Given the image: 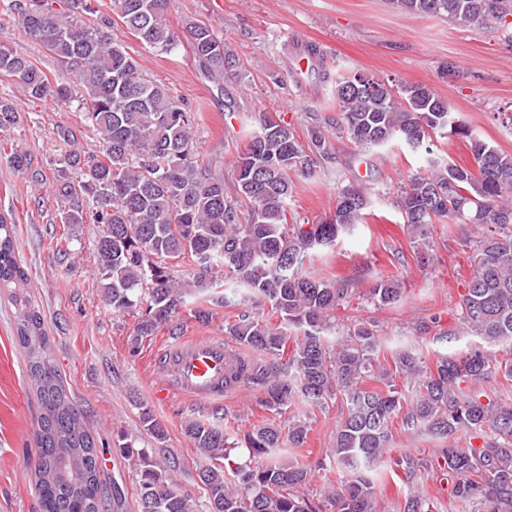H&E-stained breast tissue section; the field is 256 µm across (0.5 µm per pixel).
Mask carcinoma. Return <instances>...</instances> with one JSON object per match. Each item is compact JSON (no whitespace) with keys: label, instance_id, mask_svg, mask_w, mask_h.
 <instances>
[{"label":"carcinoma","instance_id":"carcinoma-1","mask_svg":"<svg viewBox=\"0 0 512 512\" xmlns=\"http://www.w3.org/2000/svg\"><path fill=\"white\" fill-rule=\"evenodd\" d=\"M96 0H7L0 11L56 61L50 76L27 55L0 48V75L15 80L31 102L77 104L80 123L96 132L101 154L62 155L53 168L60 222L72 233L55 249L66 257L73 230L100 224L95 248L103 300L115 313L136 315L132 343L166 328L182 330L188 300L191 316L211 318L207 305L242 301L268 303L279 324L241 314L224 322V335L263 355L241 368L244 381L262 391L265 410L280 415L296 404L324 407L342 397L347 415L336 428L332 459L346 472L340 483L312 505L298 488L312 469L287 457L308 442L310 424L300 419L288 432L272 422L231 433L221 424L190 418L184 432L207 464L199 478L207 488L208 512H378L377 490L368 472L391 453L393 427L448 441L433 459L402 452L393 473L410 483L421 472L451 481L462 505L476 500L482 512H512V400L496 401L484 383L500 375L512 381V357L497 360L482 349L425 360L412 348L390 353L377 331L361 324L330 345L324 336L331 314L352 296L346 280L303 272L312 252L331 247L360 223L368 206L362 179L353 176L337 192L330 216L315 223L288 222L294 193L291 173L312 175L336 164L328 132L346 136L376 164L373 151L393 142L430 155L426 173L409 179L397 197L404 224L417 237L446 219L484 228L473 248L474 270L460 304L459 320L486 344L512 342V153L472 136L448 101L422 84L394 94L389 83L358 74L336 75L315 44L302 47L305 79L331 83L336 116L307 129V142L285 119L260 113L247 130L227 188L221 161L199 158L194 145L196 116L166 88L148 81L139 61L112 37L111 22L97 23ZM170 0H113V13L144 46L171 53L185 45L201 75L213 82L242 80V66L212 25L186 24L187 40L165 19ZM394 8L465 27L506 22L512 0H390ZM10 97L0 96V132L20 124ZM469 140L474 167L433 156L440 139ZM17 174L38 186L46 179L27 151L10 146ZM183 273L175 275V268ZM232 274L224 288L219 272ZM28 271L16 245L15 219L0 213V295L14 307V337L26 361L29 386L39 407L35 489L42 512H96L121 497L119 486L101 482L94 436L50 351V336L37 302L26 289ZM399 280L376 281L370 299L379 306L400 301ZM288 360L279 365L289 341ZM144 430L166 436L152 410L137 404ZM469 434L461 445L460 431ZM481 440L476 445L474 441ZM243 447L248 454L231 459ZM138 472L139 512H199V505L174 488L171 466L145 448L125 447ZM238 481L230 484L226 473ZM399 512H431L409 493Z\"/></svg>","mask_w":512,"mask_h":512}]
</instances>
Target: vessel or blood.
<instances>
[{
    "label": "vessel or blood",
    "instance_id": "vessel-or-blood-1",
    "mask_svg": "<svg viewBox=\"0 0 512 512\" xmlns=\"http://www.w3.org/2000/svg\"><path fill=\"white\" fill-rule=\"evenodd\" d=\"M241 353L223 339L205 336L177 345L166 354L164 391L206 403L232 394Z\"/></svg>",
    "mask_w": 512,
    "mask_h": 512
}]
</instances>
